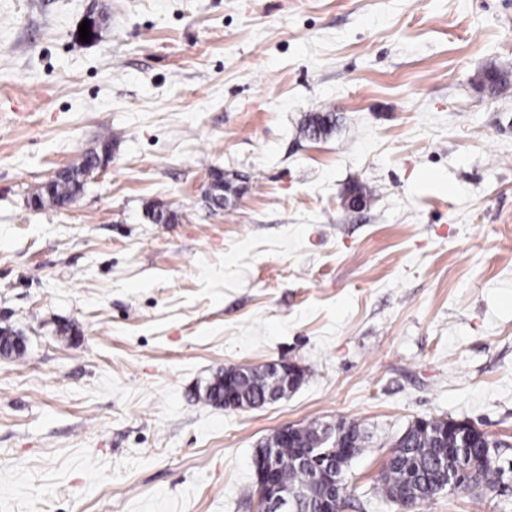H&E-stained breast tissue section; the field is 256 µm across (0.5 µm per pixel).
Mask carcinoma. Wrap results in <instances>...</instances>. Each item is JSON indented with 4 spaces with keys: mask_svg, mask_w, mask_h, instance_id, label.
Segmentation results:
<instances>
[{
    "mask_svg": "<svg viewBox=\"0 0 512 512\" xmlns=\"http://www.w3.org/2000/svg\"><path fill=\"white\" fill-rule=\"evenodd\" d=\"M336 115L332 111L317 112L308 117L306 130L317 137L328 134L335 126ZM112 151V138L108 137L95 149L84 153L82 161L64 171L60 177L46 184L37 197L40 207L48 204L62 207L79 196L85 188L83 173L97 162L103 151ZM272 379L247 378L237 381L234 402L239 407H255L266 403ZM445 428L443 420H422V425L409 427L397 441L383 475L380 493L385 498L399 504H416L450 490L472 485L478 487L492 483L490 467L495 461L487 459L484 449L478 444L491 442L489 436L473 429L477 446L458 448L453 440H448L452 451L443 455L438 445ZM351 440L354 454L362 451L364 437L359 426L353 422H341L328 433L322 427L302 428L299 441L308 448L327 451L336 448L330 460L339 472H344L348 460L342 454L345 440ZM266 443L278 449L279 480L289 490L299 493V499L291 503L289 512H318V504L327 493L326 486L310 468L302 466L296 459L297 449L288 447L274 433Z\"/></svg>",
    "mask_w": 512,
    "mask_h": 512,
    "instance_id": "cac0c4a2",
    "label": "carcinoma"
}]
</instances>
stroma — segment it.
<instances>
[{"label": "stroma", "instance_id": "35a3bbf8", "mask_svg": "<svg viewBox=\"0 0 512 512\" xmlns=\"http://www.w3.org/2000/svg\"><path fill=\"white\" fill-rule=\"evenodd\" d=\"M490 70L512 73V0H0V328L26 345L0 359V512H257V444L342 421L369 437L342 512H512V82ZM107 135L76 200L28 206ZM273 361L304 370L284 399L202 402ZM430 418L500 441L491 489L379 495ZM335 120V112H317L313 115H309L306 130L314 137L327 135L335 126Z\"/></svg>", "mask_w": 512, "mask_h": 512}]
</instances>
